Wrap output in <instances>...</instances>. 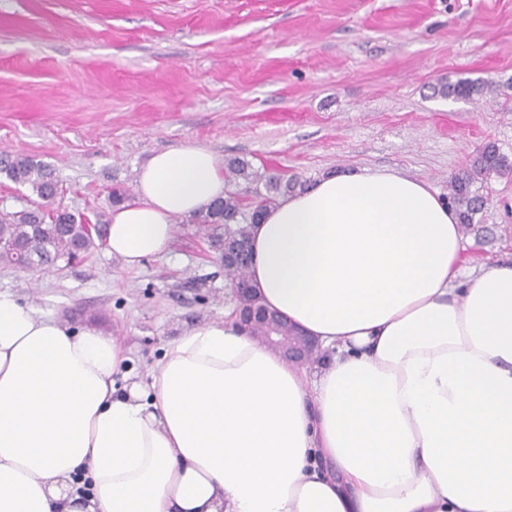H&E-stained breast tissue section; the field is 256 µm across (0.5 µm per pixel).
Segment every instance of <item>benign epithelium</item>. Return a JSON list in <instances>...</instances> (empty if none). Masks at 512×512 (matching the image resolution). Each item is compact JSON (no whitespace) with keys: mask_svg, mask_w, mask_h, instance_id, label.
<instances>
[{"mask_svg":"<svg viewBox=\"0 0 512 512\" xmlns=\"http://www.w3.org/2000/svg\"><path fill=\"white\" fill-rule=\"evenodd\" d=\"M250 259L247 243L224 242V265H247ZM231 293L236 302L234 315L242 330L247 332L255 327L263 328L265 335L260 340L278 350L290 363L303 365L316 357L317 344L312 337L292 327L288 328V335H283L285 320L251 300L248 279L233 284Z\"/></svg>","mask_w":512,"mask_h":512,"instance_id":"7a95c632","label":"benign epithelium"}]
</instances>
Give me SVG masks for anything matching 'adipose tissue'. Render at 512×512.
Here are the masks:
<instances>
[{
	"label": "adipose tissue",
	"instance_id": "adipose-tissue-1",
	"mask_svg": "<svg viewBox=\"0 0 512 512\" xmlns=\"http://www.w3.org/2000/svg\"><path fill=\"white\" fill-rule=\"evenodd\" d=\"M112 208L124 267L223 198L208 148ZM248 279L311 369L209 322L148 384L127 350L0 291V512H512V260L461 271L456 212L392 170L329 175L250 227Z\"/></svg>",
	"mask_w": 512,
	"mask_h": 512
}]
</instances>
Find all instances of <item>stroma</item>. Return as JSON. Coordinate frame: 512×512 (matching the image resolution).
Segmentation results:
<instances>
[{"label":"stroma","instance_id":"1","mask_svg":"<svg viewBox=\"0 0 512 512\" xmlns=\"http://www.w3.org/2000/svg\"><path fill=\"white\" fill-rule=\"evenodd\" d=\"M486 81L472 101L442 80ZM496 143L512 158V0H0V152L55 168L65 209L96 221L159 151L198 145L303 181L390 168L447 198ZM469 264L512 255V173L476 182ZM0 291L94 326L144 383L167 342L222 320L224 265L191 220L125 269L106 247Z\"/></svg>","mask_w":512,"mask_h":512}]
</instances>
